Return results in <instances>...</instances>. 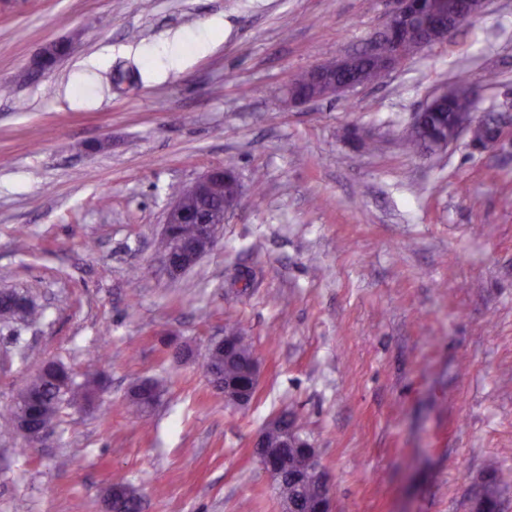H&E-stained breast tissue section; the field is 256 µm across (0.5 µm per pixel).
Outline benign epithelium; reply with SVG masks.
<instances>
[{"instance_id": "benign-epithelium-1", "label": "benign epithelium", "mask_w": 512, "mask_h": 512, "mask_svg": "<svg viewBox=\"0 0 512 512\" xmlns=\"http://www.w3.org/2000/svg\"><path fill=\"white\" fill-rule=\"evenodd\" d=\"M486 0H442L431 12L421 10V0H388L383 27L375 39L366 46L364 55L375 63V72L387 74L395 69L399 62L416 52L442 44L464 22L477 16L483 10ZM71 44L67 41H54L43 46L35 62L34 72H43L53 67L58 61L70 54ZM351 64L348 55L322 63L313 69V82L307 88L299 87L290 81L281 89V100L286 106H298L308 102L339 97L350 90L373 82V76L364 74L357 81L341 78ZM497 133L492 138L478 139L475 129L479 124V114L472 112L457 118L448 130V136L437 142V150L443 151L454 144L462 134L469 136V145L479 151L501 145L505 139L512 137V118L494 114ZM223 191L219 198V207L212 218L197 224V231L192 247L183 251V242L176 235V225L184 223L186 199H202L214 192ZM241 183L236 173L225 167H216L190 187L183 190L167 210L163 238L171 249L160 254L161 261L172 277H178L195 266L217 244L218 233L224 225L227 214L233 210L241 199ZM185 252L183 258L173 260L172 253ZM250 376L252 385L241 389L233 395L224 396V403L237 408H246L254 399L259 381L258 360H251ZM254 454L265 473L276 478L288 467V449L302 448L311 461H317L312 445L304 439L296 427H291L280 436L277 445L269 446L267 430H262L253 442ZM294 478L299 483L314 480L321 488V498L317 512H332V498L329 481L322 469L317 468L308 473H297Z\"/></svg>"}]
</instances>
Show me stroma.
Segmentation results:
<instances>
[{
	"label": "stroma",
	"instance_id": "obj_1",
	"mask_svg": "<svg viewBox=\"0 0 512 512\" xmlns=\"http://www.w3.org/2000/svg\"><path fill=\"white\" fill-rule=\"evenodd\" d=\"M386 0H0V512H283L252 453L288 410L331 479L333 512H474L495 474L512 512V146L441 153L403 139L460 77L512 114V0L338 99L285 108L298 71L364 48ZM215 26L207 48L189 32ZM72 52L29 75L47 42ZM174 48L178 65L149 62ZM135 67L134 84L108 75ZM233 165L242 199L180 278L159 261L183 187ZM252 268L254 287L234 276ZM233 323L259 384L225 405L204 370ZM94 377L35 448L4 434L41 361ZM168 390L132 419L133 383Z\"/></svg>",
	"mask_w": 512,
	"mask_h": 512
}]
</instances>
